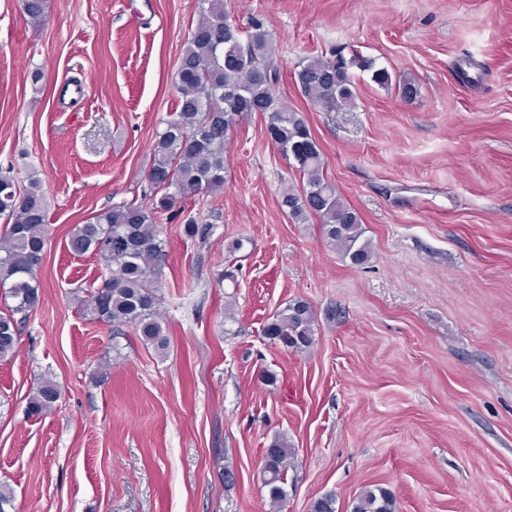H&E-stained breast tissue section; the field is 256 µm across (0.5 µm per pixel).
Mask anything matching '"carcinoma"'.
<instances>
[{
  "mask_svg": "<svg viewBox=\"0 0 512 512\" xmlns=\"http://www.w3.org/2000/svg\"><path fill=\"white\" fill-rule=\"evenodd\" d=\"M25 14L34 24L47 17V0H28ZM228 14L223 0H199V18L180 59L174 80L177 110L155 137L148 179L154 195L147 204L116 205L75 225L69 248L76 255L100 258L107 273L100 284L75 294L83 316L93 322L131 326L147 346L166 353L169 340L160 312L163 268L167 256L163 217L177 215L180 203L206 191L224 189V148L230 132L254 113L266 118V135L293 161L300 183L284 192L281 206L293 224L317 221L330 247L354 265L371 255L359 214L324 177L318 143L304 117L276 94L281 74L275 37L260 15L250 18L239 39L229 42ZM370 70L379 85L391 84L385 68L356 54L335 50L328 57L298 63L294 79L315 107L334 112L353 104V70ZM0 216L7 224L0 234V361L14 357L21 328L16 315L27 316L38 305L39 265L47 244V202L42 181L22 185L0 176ZM186 237L204 238L208 226L188 217ZM263 334L285 348L306 350L315 343L316 316L310 304L297 299L278 311ZM56 381L46 378L28 401L31 415H45L60 399ZM294 449L284 438L266 449L262 487L271 507L280 510L287 498L286 477ZM351 512H399L395 496L379 486L364 487Z\"/></svg>",
  "mask_w": 512,
  "mask_h": 512,
  "instance_id": "carcinoma-1",
  "label": "carcinoma"
}]
</instances>
